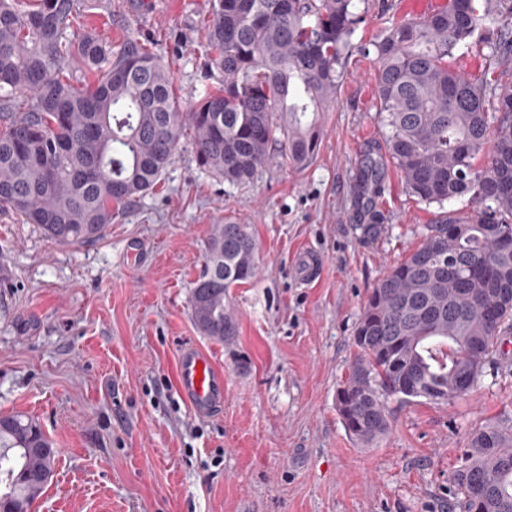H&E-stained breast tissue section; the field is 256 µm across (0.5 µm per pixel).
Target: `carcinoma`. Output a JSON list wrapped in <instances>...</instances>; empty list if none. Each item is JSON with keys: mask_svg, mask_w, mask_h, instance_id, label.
Returning a JSON list of instances; mask_svg holds the SVG:
<instances>
[{"mask_svg": "<svg viewBox=\"0 0 512 512\" xmlns=\"http://www.w3.org/2000/svg\"><path fill=\"white\" fill-rule=\"evenodd\" d=\"M81 0H0V206L64 245L98 240L115 214L153 189L183 139L200 166L233 186L281 160L316 155L351 37L355 0H213L205 23L224 86L183 111L174 74L135 40L70 38ZM459 46L512 57V0H448L396 18L361 46L378 63L384 151H364L359 190L375 205L387 163L409 193L467 199L424 226L422 243L372 289L336 391L345 429L365 446L389 433L391 396L446 403L479 384L512 328V79L448 64ZM90 73L77 87L74 71ZM249 225L226 220L208 239L192 319L220 342L237 333L229 290L253 280ZM40 424H0V512H32L54 469ZM458 512H512V427L472 432L453 476Z\"/></svg>", "mask_w": 512, "mask_h": 512, "instance_id": "obj_1", "label": "carcinoma"}]
</instances>
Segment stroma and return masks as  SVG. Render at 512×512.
<instances>
[{
	"mask_svg": "<svg viewBox=\"0 0 512 512\" xmlns=\"http://www.w3.org/2000/svg\"><path fill=\"white\" fill-rule=\"evenodd\" d=\"M444 2L366 0L304 170L274 165L232 186L183 142L160 184L84 245L55 243L0 208V414L34 417L57 450L34 512H448L471 432L512 426V333L466 397L388 398L390 432L372 447L336 411L368 294L439 210L465 205L418 201L390 165L383 233L364 242L355 229L362 151L383 141L378 64L358 47L390 18ZM210 3L90 0L75 31L135 39L173 61L186 108L223 79L201 60ZM228 217L251 225L259 273L230 291L237 334L225 343L198 331L190 296ZM306 248L326 264L303 287L291 262ZM186 346L224 373V408L212 416L195 415L178 390Z\"/></svg>",
	"mask_w": 512,
	"mask_h": 512,
	"instance_id": "obj_1",
	"label": "stroma"
}]
</instances>
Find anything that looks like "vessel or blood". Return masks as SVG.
I'll return each instance as SVG.
<instances>
[{
	"label": "vessel or blood",
	"instance_id": "1",
	"mask_svg": "<svg viewBox=\"0 0 512 512\" xmlns=\"http://www.w3.org/2000/svg\"><path fill=\"white\" fill-rule=\"evenodd\" d=\"M324 263L308 251L298 255L294 274L304 284L318 278ZM178 388L194 414L205 417L224 403V375L202 351L187 348L181 351L177 364Z\"/></svg>",
	"mask_w": 512,
	"mask_h": 512
}]
</instances>
